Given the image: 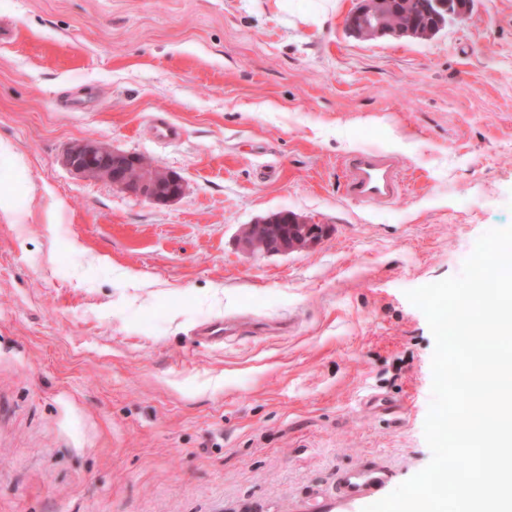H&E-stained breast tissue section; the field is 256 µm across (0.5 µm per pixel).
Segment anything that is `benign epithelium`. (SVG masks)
I'll return each mask as SVG.
<instances>
[{"label":"benign epithelium","instance_id":"7a95c632","mask_svg":"<svg viewBox=\"0 0 512 512\" xmlns=\"http://www.w3.org/2000/svg\"><path fill=\"white\" fill-rule=\"evenodd\" d=\"M346 27L366 40L413 34L410 28L390 27L385 0H359V5L347 16ZM63 163L79 178L106 180L121 193L159 204L175 202L185 192L179 174L150 166L143 156L117 150L102 141L82 140L69 145ZM321 233L320 225L297 214L277 213L245 225L240 232V245L249 256L288 253L314 244Z\"/></svg>","mask_w":512,"mask_h":512}]
</instances>
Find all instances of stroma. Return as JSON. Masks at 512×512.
I'll return each instance as SVG.
<instances>
[{"mask_svg":"<svg viewBox=\"0 0 512 512\" xmlns=\"http://www.w3.org/2000/svg\"><path fill=\"white\" fill-rule=\"evenodd\" d=\"M357 0H0V512H317L347 470L431 458L434 339L407 290L512 225V0L363 40ZM178 126L162 142L155 114ZM96 139L185 181L133 198ZM392 156V202L344 189ZM291 211L311 248L244 254ZM221 321L224 345L196 342ZM63 163L79 178L106 180L121 193L159 204L175 202L185 192L184 180L176 172L150 166L143 156L102 141L72 143L65 150Z\"/></svg>","mask_w":512,"mask_h":512,"instance_id":"obj_1","label":"stroma"}]
</instances>
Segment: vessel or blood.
<instances>
[{
  "label": "vessel or blood",
  "mask_w": 512,
  "mask_h": 512,
  "mask_svg": "<svg viewBox=\"0 0 512 512\" xmlns=\"http://www.w3.org/2000/svg\"><path fill=\"white\" fill-rule=\"evenodd\" d=\"M346 168V193L351 198L369 203L394 198L398 177L390 156L362 151L347 158ZM389 479V472L376 466L345 473L336 486L335 498L324 502L322 508L324 512H335L340 502L369 503L376 499Z\"/></svg>",
  "instance_id": "b4317fda"
}]
</instances>
